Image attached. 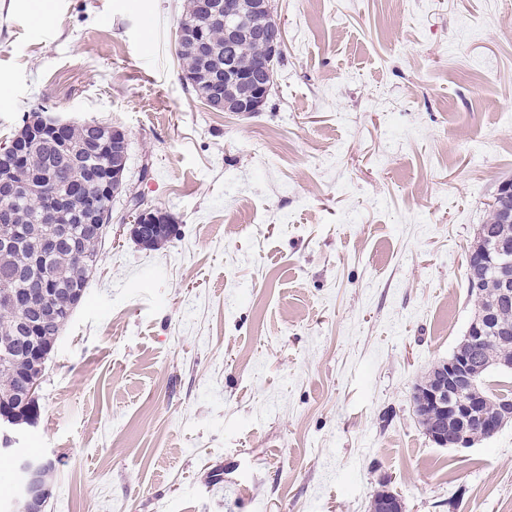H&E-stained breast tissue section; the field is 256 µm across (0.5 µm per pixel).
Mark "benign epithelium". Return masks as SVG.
I'll use <instances>...</instances> for the list:
<instances>
[{
  "mask_svg": "<svg viewBox=\"0 0 512 512\" xmlns=\"http://www.w3.org/2000/svg\"><path fill=\"white\" fill-rule=\"evenodd\" d=\"M201 26L197 27V36L206 34V28L221 25L224 27V72L231 77L233 87L229 93L242 115L262 110L267 100L270 84L265 77L267 69L258 67L252 70L237 66L232 52L242 40L262 43L269 58L279 56L283 51L284 32L280 27L268 28V17L273 13V0H251L247 5L240 0H224V8L215 5L214 0H197ZM43 139L56 137L61 128L73 123V120L59 112L44 111L42 115ZM114 143L119 145L114 158L105 159L104 169L112 173V184L120 190L125 186L127 138L118 131ZM23 192L35 197L43 210L52 216L54 224L43 236L40 249L50 250L63 242L71 250L79 249L76 237L69 233L68 222L81 213H88L97 220V228L110 231L108 212L100 211L98 205L89 199L77 195L41 194L40 187L33 183L23 186ZM498 196L502 204L498 206L505 224L512 223V181L501 183ZM175 218L167 211L151 207L141 210L132 219L130 234L143 231L160 232ZM487 266L498 274L499 291L494 307H481L476 310L474 321L466 336L467 349H456L448 360L437 364L428 374L426 381L417 384L413 391L415 409H433L440 415V423L430 438L442 447L469 448L474 443V430L470 424L475 400L466 396L465 388L472 383L474 367L473 352L470 348L480 343L498 342L512 333L507 324H491L494 309L512 303V257L501 244L482 245L475 240L469 252L467 265ZM44 303L38 308L37 315L25 322L26 328L33 331L39 323L58 310L52 279L44 278L39 288ZM31 304L30 297L12 289L0 291V305L17 309ZM16 410L9 406H0V454L12 453L11 434L24 424ZM14 471L18 479L17 500L23 502V512H46L52 497V483L49 475L55 468L54 461L44 456H13Z\"/></svg>",
  "mask_w": 512,
  "mask_h": 512,
  "instance_id": "7a95c632",
  "label": "benign epithelium"
}]
</instances>
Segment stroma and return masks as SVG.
Masks as SVG:
<instances>
[{"label":"stroma","instance_id":"35a3bbf8","mask_svg":"<svg viewBox=\"0 0 512 512\" xmlns=\"http://www.w3.org/2000/svg\"><path fill=\"white\" fill-rule=\"evenodd\" d=\"M184 0H0V145L49 109L125 132L156 250L112 230L20 453L47 512H512V424L434 443L412 393L474 315L512 180V0H275L263 111L185 88ZM130 234H139L142 231H156L161 232L162 229L170 224L164 233L153 236H142L135 239L139 244L143 245L145 249H157L159 243L167 241L170 237L176 234L175 218L167 211L160 208L151 207L146 210L138 211L132 219Z\"/></svg>","mask_w":512,"mask_h":512}]
</instances>
